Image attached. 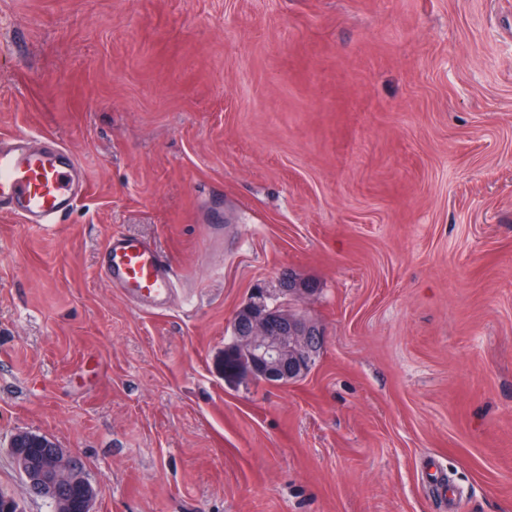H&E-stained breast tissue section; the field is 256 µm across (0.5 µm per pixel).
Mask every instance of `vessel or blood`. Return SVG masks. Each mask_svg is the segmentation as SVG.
Returning a JSON list of instances; mask_svg holds the SVG:
<instances>
[{
	"label": "vessel or blood",
	"mask_w": 512,
	"mask_h": 512,
	"mask_svg": "<svg viewBox=\"0 0 512 512\" xmlns=\"http://www.w3.org/2000/svg\"><path fill=\"white\" fill-rule=\"evenodd\" d=\"M87 184L77 157L48 137L0 139V216L51 227L71 213ZM105 277L133 303L168 305L176 292L172 266L150 243L112 236L106 244Z\"/></svg>",
	"instance_id": "obj_1"
}]
</instances>
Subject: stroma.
Wrapping results in <instances>:
<instances>
[{"instance_id": "stroma-1", "label": "stroma", "mask_w": 512, "mask_h": 512, "mask_svg": "<svg viewBox=\"0 0 512 512\" xmlns=\"http://www.w3.org/2000/svg\"><path fill=\"white\" fill-rule=\"evenodd\" d=\"M72 150L51 229L0 218L14 435L93 512H512V0H0V135ZM179 281L133 305L111 235ZM324 329L286 386L229 365L253 289ZM50 441V440H49ZM43 446L51 448L47 451L38 465L30 473L24 472L27 488L34 494H52L56 501L62 499L61 479H69L70 487H76L83 492V512H92V499L85 495L88 483L81 475V463L79 459L68 454L62 448L47 443L40 439Z\"/></svg>"}]
</instances>
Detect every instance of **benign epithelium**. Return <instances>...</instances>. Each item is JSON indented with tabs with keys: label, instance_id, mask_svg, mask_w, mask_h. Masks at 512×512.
<instances>
[{
	"label": "benign epithelium",
	"instance_id": "obj_1",
	"mask_svg": "<svg viewBox=\"0 0 512 512\" xmlns=\"http://www.w3.org/2000/svg\"><path fill=\"white\" fill-rule=\"evenodd\" d=\"M310 293L306 282L290 277L276 299L256 289L243 306V313L235 314L230 357L254 379L286 386L311 370L322 346L323 330L304 313L303 305ZM43 446L49 451L32 472L24 474L30 492L49 493L60 500V481L64 478L72 487L83 491L88 488L77 457L51 443Z\"/></svg>",
	"mask_w": 512,
	"mask_h": 512
}]
</instances>
